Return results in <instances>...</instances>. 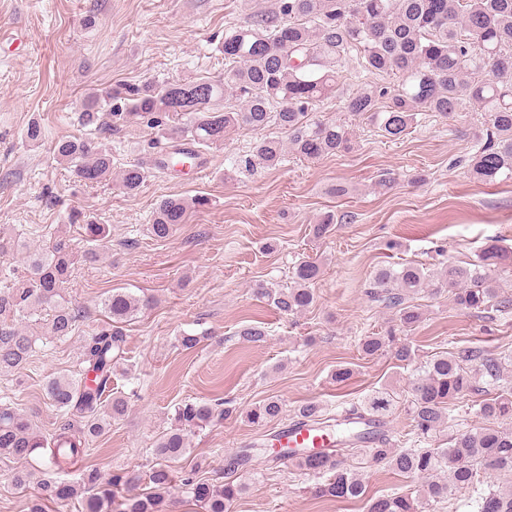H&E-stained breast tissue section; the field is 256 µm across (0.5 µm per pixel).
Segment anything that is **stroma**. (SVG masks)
<instances>
[{"label": "stroma", "instance_id": "35a3bbf8", "mask_svg": "<svg viewBox=\"0 0 512 512\" xmlns=\"http://www.w3.org/2000/svg\"><path fill=\"white\" fill-rule=\"evenodd\" d=\"M276 3L0 0V228L23 232L33 250L63 234L79 253L82 230L72 215L106 227L98 260L76 261L62 292L79 312L75 332L38 346L21 374L0 376V404L29 416L43 435L55 433L70 417L50 404L46 386L60 374L82 372L84 341L107 319L104 298L116 288L153 297L150 308L126 323L124 361L112 375V389L128 399L129 410L90 445L81 466L100 472L117 503L151 492L148 475L160 462L155 441L189 399H226L237 412L192 432L188 453L171 465L177 476L223 484L229 459L256 442L268 464L243 475L234 512H366L362 500L317 496L318 477L280 460L265 443L268 429L245 422L243 412L271 397L282 401L287 419L306 402L333 412L385 387L397 401L387 420L395 447L416 448L420 441L404 404L411 379L434 356L471 349L496 355L505 366L499 386L512 387V307L470 313L448 293L423 290L413 297L423 319L404 337L415 351L410 364L388 355L366 359L358 350L362 336L395 323L394 310L366 294L377 269L415 262L436 272L450 262L474 261L489 243L512 248V180L484 183L458 162L470 150L466 131L479 124V113L461 121L422 115L395 141L366 123L357 127L349 152L315 162L289 154L276 167L237 174L232 162L249 153L258 132L230 130L223 145L203 150L176 172L155 163L181 139L159 136L146 121L78 124L76 113L92 89L223 74L225 33L274 11ZM34 123L43 131L38 145L26 139ZM75 135L111 151V177L86 184L60 163L53 142ZM134 163L150 176L128 194L118 177ZM385 177L391 185L380 186ZM194 196L207 197L208 206L169 238L150 235L160 200ZM328 213L335 217L331 231L314 238L313 224ZM308 259L321 265L312 307L288 317L256 299L255 283L289 284L295 265ZM252 315L268 324L264 343L239 336ZM185 334L199 336L200 344L183 350L178 339ZM339 367L352 373L341 386L331 378ZM496 388L453 401L451 421L429 446L448 447L457 433L481 426L478 405ZM342 457L365 473L367 495L419 486L372 465L368 449ZM33 465L45 479H80L81 468L60 472L44 457ZM24 468L0 456V512H28L40 495L37 483L15 486ZM116 473L127 482L113 485Z\"/></svg>", "mask_w": 512, "mask_h": 512}]
</instances>
